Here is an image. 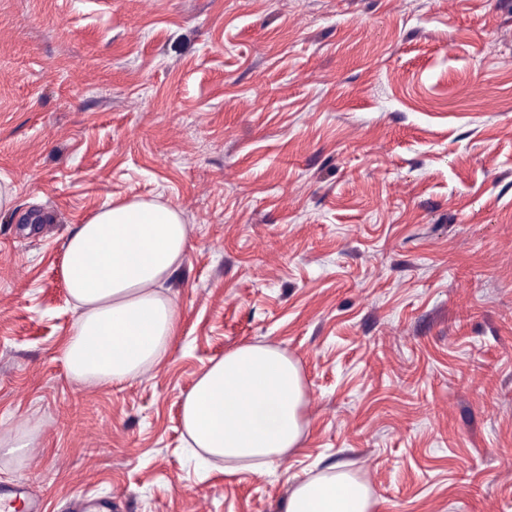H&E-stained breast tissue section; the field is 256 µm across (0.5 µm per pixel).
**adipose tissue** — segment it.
<instances>
[{"label":"adipose tissue","instance_id":"adipose-tissue-1","mask_svg":"<svg viewBox=\"0 0 512 512\" xmlns=\"http://www.w3.org/2000/svg\"><path fill=\"white\" fill-rule=\"evenodd\" d=\"M180 211L156 201L109 202L69 234L61 275L78 312L62 355L82 384H121L160 364L179 309L162 286L183 262ZM305 388L298 365L271 344H241L213 361L183 399L186 444L224 472L269 469L299 445ZM369 485L336 464L296 482L285 512H373Z\"/></svg>","mask_w":512,"mask_h":512}]
</instances>
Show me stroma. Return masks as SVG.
<instances>
[{"label":"stroma","mask_w":512,"mask_h":512,"mask_svg":"<svg viewBox=\"0 0 512 512\" xmlns=\"http://www.w3.org/2000/svg\"><path fill=\"white\" fill-rule=\"evenodd\" d=\"M477 95H468V88ZM0 486L46 512H284L350 464L375 512H512V0H0ZM189 229L169 355L73 381L63 243L107 200ZM270 343L307 392L262 473L181 403Z\"/></svg>","instance_id":"1"}]
</instances>
